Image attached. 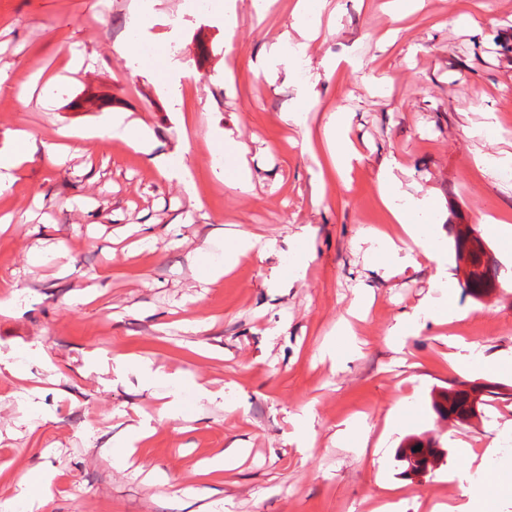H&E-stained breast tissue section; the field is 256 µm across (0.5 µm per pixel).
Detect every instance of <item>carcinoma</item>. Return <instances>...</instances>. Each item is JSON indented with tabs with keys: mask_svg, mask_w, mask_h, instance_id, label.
Masks as SVG:
<instances>
[{
	"mask_svg": "<svg viewBox=\"0 0 512 512\" xmlns=\"http://www.w3.org/2000/svg\"><path fill=\"white\" fill-rule=\"evenodd\" d=\"M453 247L456 260L472 268L469 281L462 284L465 293L480 299L498 286V267L490 262L478 236H464L457 231L454 233ZM509 400H512V384L493 380H454L449 383L448 389L440 394V399L433 401L432 409L441 418L452 416L464 422L476 416L490 403ZM418 445L422 446V449L414 450ZM443 455L444 450L438 448V442L409 436L398 448L397 460L404 464L405 474L418 475L434 470Z\"/></svg>",
	"mask_w": 512,
	"mask_h": 512,
	"instance_id": "cac0c4a2",
	"label": "carcinoma"
}]
</instances>
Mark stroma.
Here are the masks:
<instances>
[{
    "label": "stroma",
    "mask_w": 512,
    "mask_h": 512,
    "mask_svg": "<svg viewBox=\"0 0 512 512\" xmlns=\"http://www.w3.org/2000/svg\"><path fill=\"white\" fill-rule=\"evenodd\" d=\"M294 2L259 14L239 0L228 34L213 11L159 0L142 37L152 67L135 75L124 49L137 0H0V149L18 130L68 134L56 163L25 165L0 193V217H12L0 302L14 304L0 314V352L17 370L0 374V504L17 507L18 482L40 472L53 476L52 512H367L378 496L395 512L442 500L466 512L467 490L443 492L448 473L461 446L501 442L512 402L457 426L434 414L432 391L480 374L455 361L453 326L411 321L437 295L434 265L387 274L362 238L388 223L376 183L392 159L403 190L437 198L444 247L457 225L475 228L502 284L459 295L464 340L499 360L490 379L512 384V237L490 230L512 225V0H423L400 18L386 0H330L335 17L304 57L255 73ZM75 52L82 68L68 66ZM336 110L363 156L345 179L322 137ZM113 112L147 129L154 154L184 147L195 197L104 136ZM239 166L252 175L246 193L229 186ZM241 233L272 250L208 282L213 243ZM302 249L311 261L299 277ZM363 292L373 302L351 350L336 326ZM91 352L147 358L159 376L115 379L87 366ZM177 372L216 398L184 390L135 467H118L113 444L154 416L163 376ZM412 433L446 448L434 472L408 476L397 461ZM227 448L243 449L237 467L201 477ZM487 471L491 512H512V454Z\"/></svg>",
    "instance_id": "stroma-1"
}]
</instances>
